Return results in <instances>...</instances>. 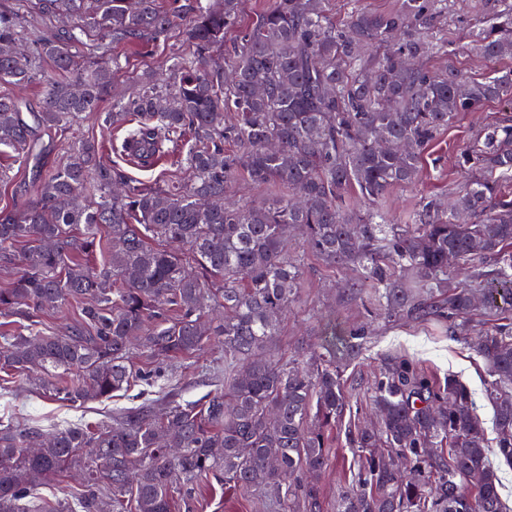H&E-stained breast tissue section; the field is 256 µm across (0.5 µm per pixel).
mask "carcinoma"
<instances>
[{
	"label": "carcinoma",
	"instance_id": "1",
	"mask_svg": "<svg viewBox=\"0 0 512 512\" xmlns=\"http://www.w3.org/2000/svg\"><path fill=\"white\" fill-rule=\"evenodd\" d=\"M321 2L271 0L239 29L222 65L210 53L237 26L239 0H171L167 9L156 0H14L0 8V85L29 84L46 62L56 72L36 106L0 93V145L33 160L35 189L23 206L0 210V261L12 272L0 309L30 319L50 304H81L80 320L61 335L9 337L0 368L70 375L48 392L81 403L158 382L131 363L134 339L164 359L214 336L249 361L198 410L173 405L158 416L143 405L115 426L74 424L50 437L36 426H1L0 512H19L40 480L79 462L87 472L82 512H97L101 481L120 509L171 512L177 486L190 495L208 476L321 512L325 431L341 423L342 366L358 356L363 333L326 323L311 376L257 357L294 295L298 269L284 251L291 227H302L307 249L324 260L358 265L360 287L398 319H446L451 335H466L478 288L485 307L512 308V198L498 182L512 172L509 120L481 129L460 154L471 177L450 208L430 203L409 223L392 224L376 207L391 187L415 179L427 147L461 113L492 100L512 106V70L467 82L451 62L441 72L413 65L438 46L447 0H403L393 13L355 7L342 24ZM60 13L73 18L70 27L25 36L28 20ZM176 25L196 54L172 63L166 78L146 74L131 98L112 96L120 56L90 61L84 53L92 27L113 48L143 50ZM472 49L489 59L512 55V0H492ZM77 121L126 131L122 152L129 139L149 158L171 144L191 182H134L103 162L91 140L45 162L43 135ZM240 174L283 186L300 202L228 204L224 194ZM352 192L369 204L361 214L350 213ZM450 254L469 265L472 284L448 286ZM213 279L224 316L204 327ZM476 347L493 377L499 452L512 463V319L485 326ZM372 401L379 426L345 431L354 477L337 512H506L465 385L450 377L437 386L401 362L385 368ZM381 440L390 453L376 451ZM438 441L448 456L430 452ZM408 459L430 469L435 494L429 481L404 474Z\"/></svg>",
	"mask_w": 512,
	"mask_h": 512
}]
</instances>
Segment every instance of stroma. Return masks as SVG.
Masks as SVG:
<instances>
[{
    "instance_id": "stroma-1",
    "label": "stroma",
    "mask_w": 512,
    "mask_h": 512,
    "mask_svg": "<svg viewBox=\"0 0 512 512\" xmlns=\"http://www.w3.org/2000/svg\"><path fill=\"white\" fill-rule=\"evenodd\" d=\"M448 13L441 31L443 46L423 57L421 64L430 71L455 64L467 76L478 78L495 69H512V57L487 60L469 53L465 45L469 31L480 27L486 13V0H447ZM193 45L186 42L180 29H172L166 41L152 52L122 50L123 67L112 84L116 96H133L143 90L147 72L169 67L174 59L194 55ZM512 116L497 101L487 102L482 111L465 112L442 130L428 146L418 179L409 185L391 188L380 200V207L396 224L407 223L409 216L427 202L448 203L462 192L467 175L458 163L459 155L474 140L477 132ZM95 138L101 146L104 162L118 164L134 181L165 186L187 182L189 174L173 165L169 156L142 164L116 155L111 150L113 133L90 122L70 127L64 136H51L47 144L52 156H60L71 141ZM288 253L299 268L298 293L279 317L274 339L262 350L263 358L280 362L307 360L317 344L324 323L335 320L341 328L366 331L363 349L343 372L344 389L350 409L346 420L369 424L374 413L368 395L376 378L391 361L406 359L423 368L428 377L441 381L455 376L470 390L476 413L484 427L486 454L498 470L499 492L512 512V465L499 455L495 412L487 398L491 382L486 366L476 353L471 339L451 335L446 321H417L386 318L371 289L353 294L351 286L362 271L357 267L334 265L303 247V233L293 230L288 236ZM135 366L160 370L165 376L162 387L142 384L119 396L102 401L72 404L58 399L46 390L40 373L0 372V422L30 424L55 432L72 423L91 427L112 424L117 413L137 405L151 404L156 413L169 405L201 407L207 394L224 386V343L213 339L201 350L173 359L159 360L140 348L131 354ZM329 456L327 467L318 480L323 512H336V501L353 475V454L343 430L332 428L327 433ZM87 487L81 468L48 478L39 485L37 495L43 504L60 512H80L79 503ZM173 512H282L280 506L254 488L243 489L208 481L191 495L175 491Z\"/></svg>"
}]
</instances>
